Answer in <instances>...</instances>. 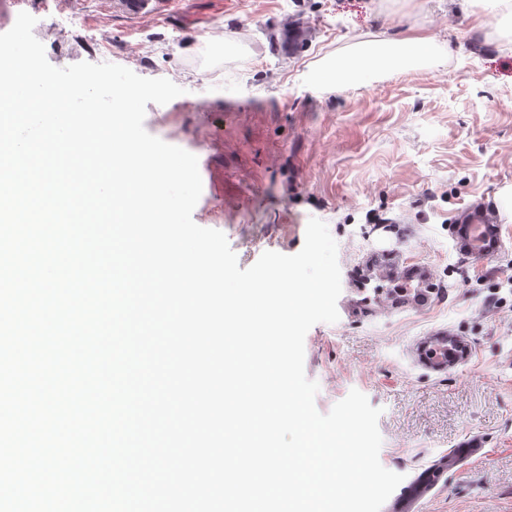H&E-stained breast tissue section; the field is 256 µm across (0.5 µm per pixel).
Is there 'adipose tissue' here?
I'll use <instances>...</instances> for the list:
<instances>
[{
    "label": "adipose tissue",
    "mask_w": 512,
    "mask_h": 512,
    "mask_svg": "<svg viewBox=\"0 0 512 512\" xmlns=\"http://www.w3.org/2000/svg\"><path fill=\"white\" fill-rule=\"evenodd\" d=\"M437 52L438 43L428 29L413 26L398 39L354 43L345 53L323 59L313 76L327 87L359 85L382 74L421 69L435 59Z\"/></svg>",
    "instance_id": "1"
}]
</instances>
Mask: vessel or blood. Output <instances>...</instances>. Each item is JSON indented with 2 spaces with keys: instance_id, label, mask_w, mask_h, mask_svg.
<instances>
[{
  "instance_id": "vessel-or-blood-1",
  "label": "vessel or blood",
  "mask_w": 512,
  "mask_h": 512,
  "mask_svg": "<svg viewBox=\"0 0 512 512\" xmlns=\"http://www.w3.org/2000/svg\"><path fill=\"white\" fill-rule=\"evenodd\" d=\"M174 0H111V8L134 19L163 14ZM456 250L471 258H493L501 248L499 215L480 207L470 208L460 223L451 225ZM350 302L366 316L383 313H422L440 299L431 269L409 261L393 248H380L364 263L362 274L348 288ZM476 348L456 329L442 325L416 337L407 349L412 367L424 376L441 378L468 365ZM488 451L481 436L470 435L455 448L414 469L385 502L382 512H421L424 502L448 488L449 473L461 464L485 458Z\"/></svg>"
}]
</instances>
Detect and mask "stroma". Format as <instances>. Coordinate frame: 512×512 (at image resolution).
Wrapping results in <instances>:
<instances>
[{
  "mask_svg": "<svg viewBox=\"0 0 512 512\" xmlns=\"http://www.w3.org/2000/svg\"><path fill=\"white\" fill-rule=\"evenodd\" d=\"M48 61L113 63L166 78L183 95L148 104L151 135L198 153L218 193L192 218L223 232L240 268L304 244L309 218L338 244L342 283L383 241L428 264L445 296L423 314L372 319L338 302L335 323L305 337L304 369L328 413L351 390L381 408V464L408 474L467 434L488 458L458 471L422 512H512V229L497 257H459L450 226L469 204L493 208L512 187V31L477 28L448 0H182L139 21L31 0ZM428 26L448 53L427 69L357 88H317L312 69L351 42ZM446 324L471 338L474 362L434 379L405 359Z\"/></svg>",
  "mask_w": 512,
  "mask_h": 512,
  "instance_id": "35a3bbf8",
  "label": "stroma"
}]
</instances>
